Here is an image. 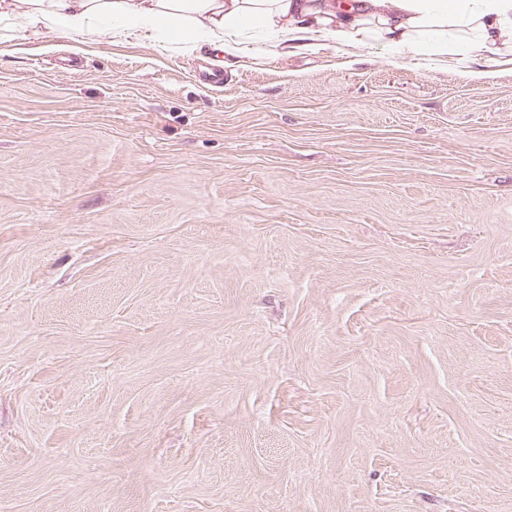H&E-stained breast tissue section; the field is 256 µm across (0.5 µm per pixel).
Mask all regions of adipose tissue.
Returning a JSON list of instances; mask_svg holds the SVG:
<instances>
[{
    "instance_id": "obj_1",
    "label": "adipose tissue",
    "mask_w": 512,
    "mask_h": 512,
    "mask_svg": "<svg viewBox=\"0 0 512 512\" xmlns=\"http://www.w3.org/2000/svg\"><path fill=\"white\" fill-rule=\"evenodd\" d=\"M37 33L113 37L163 33L233 61L251 31L287 53L364 42L401 53L455 57L487 78L512 55V0H0V19Z\"/></svg>"
}]
</instances>
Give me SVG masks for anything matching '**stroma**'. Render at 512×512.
Instances as JSON below:
<instances>
[{"label":"stroma","mask_w":512,"mask_h":512,"mask_svg":"<svg viewBox=\"0 0 512 512\" xmlns=\"http://www.w3.org/2000/svg\"><path fill=\"white\" fill-rule=\"evenodd\" d=\"M0 27V512H512V62Z\"/></svg>","instance_id":"stroma-1"}]
</instances>
